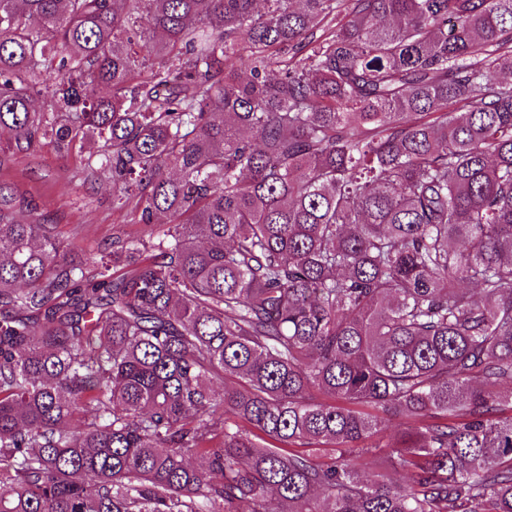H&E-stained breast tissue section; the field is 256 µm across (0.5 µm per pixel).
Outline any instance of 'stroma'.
<instances>
[{
    "label": "stroma",
    "mask_w": 512,
    "mask_h": 512,
    "mask_svg": "<svg viewBox=\"0 0 512 512\" xmlns=\"http://www.w3.org/2000/svg\"><path fill=\"white\" fill-rule=\"evenodd\" d=\"M0 179L32 199L31 218L56 225L61 236L78 244L81 257L93 256L113 237L136 238L144 232L142 225L113 214L108 185L85 180L76 157L46 148L1 167Z\"/></svg>",
    "instance_id": "stroma-1"
}]
</instances>
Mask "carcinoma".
<instances>
[{"label":"carcinoma","mask_w":512,"mask_h":512,"mask_svg":"<svg viewBox=\"0 0 512 512\" xmlns=\"http://www.w3.org/2000/svg\"><path fill=\"white\" fill-rule=\"evenodd\" d=\"M5 129L149 231L0 181V512H512V0H0ZM84 177L78 158L60 156L50 148L0 169V179L15 184L36 205L24 217L57 224L61 236L79 245L81 257L90 258L113 237L141 236L142 225L112 213L108 185Z\"/></svg>","instance_id":"obj_1"}]
</instances>
